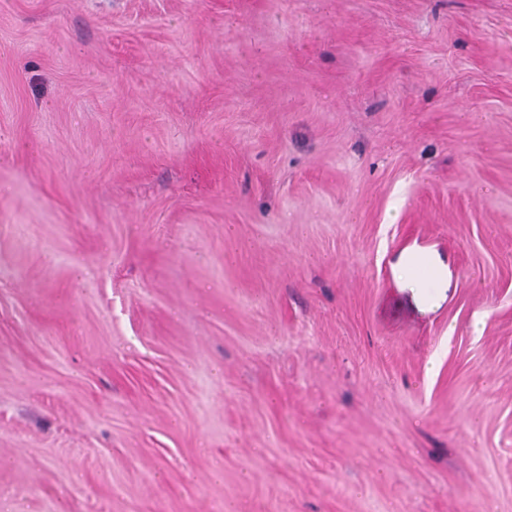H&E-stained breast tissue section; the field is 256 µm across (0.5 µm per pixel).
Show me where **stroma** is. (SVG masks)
I'll return each mask as SVG.
<instances>
[{"mask_svg":"<svg viewBox=\"0 0 512 512\" xmlns=\"http://www.w3.org/2000/svg\"><path fill=\"white\" fill-rule=\"evenodd\" d=\"M0 512H512V0H0Z\"/></svg>","mask_w":512,"mask_h":512,"instance_id":"stroma-1","label":"stroma"}]
</instances>
